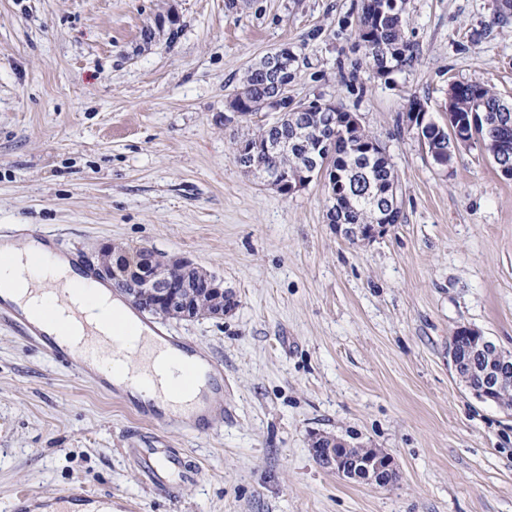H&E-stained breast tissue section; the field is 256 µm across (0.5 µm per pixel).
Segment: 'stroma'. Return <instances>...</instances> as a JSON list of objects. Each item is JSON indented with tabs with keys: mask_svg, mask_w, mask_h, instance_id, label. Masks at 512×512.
<instances>
[{
	"mask_svg": "<svg viewBox=\"0 0 512 512\" xmlns=\"http://www.w3.org/2000/svg\"><path fill=\"white\" fill-rule=\"evenodd\" d=\"M502 0H407L410 65L356 47L362 0H0V231L40 226L95 264L101 244L190 258L232 294L221 319L162 323L224 364V418L158 428L0 318V508L79 485L112 512H512V413L448 358L461 326L512 351V179L479 147L435 166L408 130L448 86L512 103ZM177 38H170V31ZM292 46L294 100L358 116L399 177L401 221L366 239L327 220L321 180L283 196L233 142L241 73ZM329 433L377 448L379 489L319 466ZM188 454L197 482L155 494L129 451Z\"/></svg>",
	"mask_w": 512,
	"mask_h": 512,
	"instance_id": "obj_1",
	"label": "stroma"
}]
</instances>
